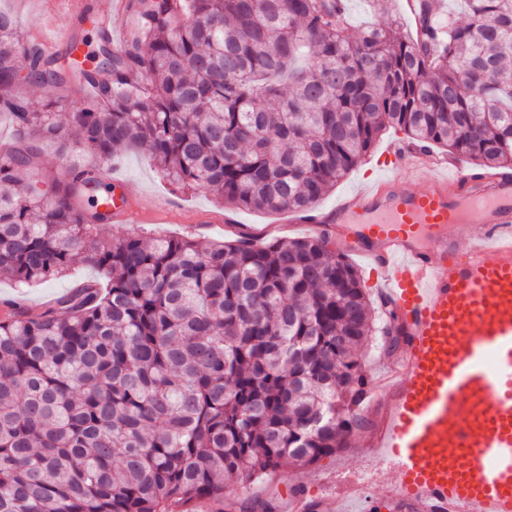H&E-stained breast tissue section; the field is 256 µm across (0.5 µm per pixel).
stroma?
Returning <instances> with one entry per match:
<instances>
[{
  "label": "stroma",
  "instance_id": "obj_1",
  "mask_svg": "<svg viewBox=\"0 0 512 512\" xmlns=\"http://www.w3.org/2000/svg\"><path fill=\"white\" fill-rule=\"evenodd\" d=\"M0 7L10 10L23 30L43 43H50L59 31V20L66 13V0H0ZM402 131L388 130L372 146L366 157L336 188L323 199L322 210L335 208L337 200L366 182L388 176L402 180L399 166L387 165L385 151L397 143H405ZM86 164L96 165L102 176L121 179L120 190L135 198L140 211L131 213L125 223L105 224L100 228L104 237L130 235L143 238L183 237L204 245L215 239L236 240L241 233L252 234L256 245L275 239L310 236L307 225L291 223L290 212H260L253 210L225 211L221 197L210 189L179 190L162 179L148 156L139 148L125 151L111 163L95 162L86 157ZM96 269L83 261H75L68 276L35 288H20L8 281L0 282V301L17 300L28 307L29 314L41 313L59 294L77 284L97 277ZM376 424L375 415H365L362 428L352 433L335 455L316 463L298 467L283 462L276 474L264 484L243 491L237 478L226 481L224 501L220 504L202 503L195 512H241L240 505L247 496L273 500L277 512H292V489L303 490L307 500L325 502L336 496L344 483L353 477L365 481L373 492L376 512H389L387 496L399 471L394 461L376 453L369 446V437Z\"/></svg>",
  "mask_w": 512,
  "mask_h": 512
}]
</instances>
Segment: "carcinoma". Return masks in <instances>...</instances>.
<instances>
[{
	"instance_id": "obj_1",
	"label": "carcinoma",
	"mask_w": 512,
	"mask_h": 512,
	"mask_svg": "<svg viewBox=\"0 0 512 512\" xmlns=\"http://www.w3.org/2000/svg\"><path fill=\"white\" fill-rule=\"evenodd\" d=\"M420 0L352 39L346 0H127L125 45L60 65L0 9V281L84 282L37 316L0 318V512H193L283 460L309 466L359 429L376 332L356 268L322 237L105 238L109 162L146 147L162 177L230 209L306 213L386 129L512 170V0ZM47 89L32 109L20 80ZM92 89L56 116L57 89ZM67 161L39 175V144Z\"/></svg>"
}]
</instances>
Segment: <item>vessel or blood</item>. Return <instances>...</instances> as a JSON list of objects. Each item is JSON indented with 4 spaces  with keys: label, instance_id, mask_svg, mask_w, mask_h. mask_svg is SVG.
<instances>
[{
    "label": "vessel or blood",
    "instance_id": "1",
    "mask_svg": "<svg viewBox=\"0 0 512 512\" xmlns=\"http://www.w3.org/2000/svg\"><path fill=\"white\" fill-rule=\"evenodd\" d=\"M73 0L72 14L111 30L113 15ZM402 185L377 178L313 216L336 247L377 274L407 337L366 394L372 447L396 459L395 512H512V176L482 179L419 149L397 153ZM481 225L458 245L449 231Z\"/></svg>",
    "mask_w": 512,
    "mask_h": 512
}]
</instances>
